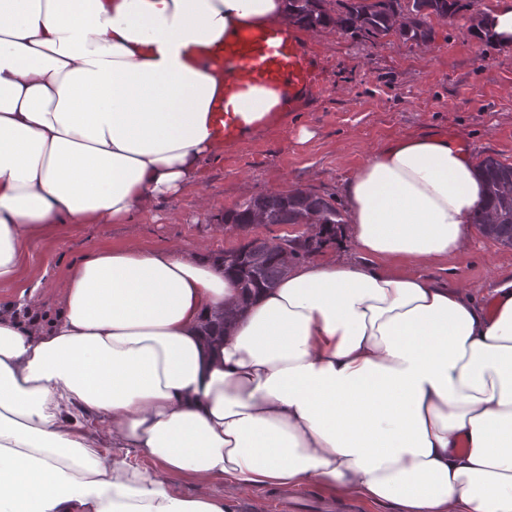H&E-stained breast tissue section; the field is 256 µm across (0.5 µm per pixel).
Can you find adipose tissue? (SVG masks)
<instances>
[{
  "instance_id": "obj_1",
  "label": "adipose tissue",
  "mask_w": 512,
  "mask_h": 512,
  "mask_svg": "<svg viewBox=\"0 0 512 512\" xmlns=\"http://www.w3.org/2000/svg\"><path fill=\"white\" fill-rule=\"evenodd\" d=\"M275 24L285 0H0V285L59 225L124 224L197 182L224 76L193 57ZM344 195L349 249L290 260L247 305L177 247L98 249L50 318L22 291L26 317L0 314V512H236L238 489L308 483L512 512V281L485 303L413 270L468 249L475 161L397 137Z\"/></svg>"
}]
</instances>
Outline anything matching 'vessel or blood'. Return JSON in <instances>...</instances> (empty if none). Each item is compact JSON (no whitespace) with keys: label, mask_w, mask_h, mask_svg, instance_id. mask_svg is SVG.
<instances>
[{"label":"vessel or blood","mask_w":512,"mask_h":512,"mask_svg":"<svg viewBox=\"0 0 512 512\" xmlns=\"http://www.w3.org/2000/svg\"><path fill=\"white\" fill-rule=\"evenodd\" d=\"M200 64L225 71V97H236L252 88L287 89L277 111L260 118V126L278 124L284 112L306 110L311 100L326 91L323 68L305 43L286 28L274 25L247 28L223 44L205 50ZM213 129L219 142L236 144L245 122L241 114L216 105Z\"/></svg>","instance_id":"b4317fda"}]
</instances>
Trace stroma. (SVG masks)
Wrapping results in <instances>:
<instances>
[{
  "label": "stroma",
  "instance_id": "35a3bbf8",
  "mask_svg": "<svg viewBox=\"0 0 512 512\" xmlns=\"http://www.w3.org/2000/svg\"><path fill=\"white\" fill-rule=\"evenodd\" d=\"M478 0L448 23L430 20V37L416 44L390 36L380 43L328 27L300 30L324 59L327 92L303 112H288L277 130L225 147L204 162L198 180L178 197H161L124 224L64 227L24 249L19 281L0 285V307L22 289L50 293L67 269L104 245L180 246L221 254L238 244L223 228L224 213L251 196L301 188L343 203L342 188L386 140L404 135L445 136L475 161L512 163V51L490 48L471 32ZM310 137L298 142L299 128ZM443 283L483 294L512 280V247L476 234L452 261L417 265ZM287 512H368L352 498L312 485L284 494Z\"/></svg>",
  "mask_w": 512,
  "mask_h": 512
}]
</instances>
